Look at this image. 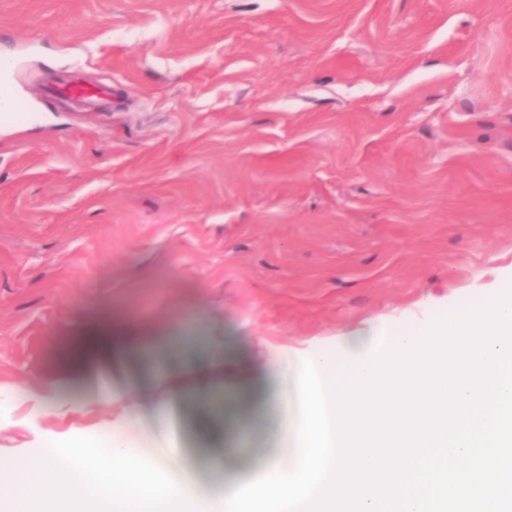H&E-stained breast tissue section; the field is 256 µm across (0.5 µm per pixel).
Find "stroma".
<instances>
[{
  "mask_svg": "<svg viewBox=\"0 0 512 512\" xmlns=\"http://www.w3.org/2000/svg\"><path fill=\"white\" fill-rule=\"evenodd\" d=\"M0 58V462L121 418L218 497L285 448L294 350L512 265V0H0ZM101 334L105 335L104 342L96 349L86 350L83 344H76L70 351L66 378L78 381L83 386L84 398L87 401H97L100 392L96 383V375L90 372L88 362L91 357L108 359L112 352V324L99 326Z\"/></svg>",
  "mask_w": 512,
  "mask_h": 512,
  "instance_id": "stroma-1",
  "label": "stroma"
}]
</instances>
